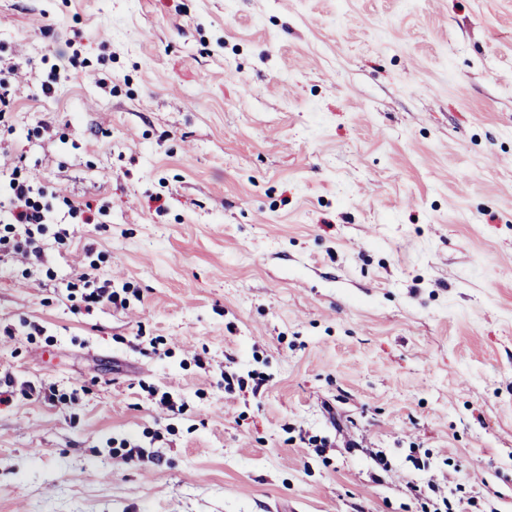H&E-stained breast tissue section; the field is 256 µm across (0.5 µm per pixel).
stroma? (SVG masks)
<instances>
[{
    "instance_id": "obj_1",
    "label": "stroma",
    "mask_w": 512,
    "mask_h": 512,
    "mask_svg": "<svg viewBox=\"0 0 512 512\" xmlns=\"http://www.w3.org/2000/svg\"><path fill=\"white\" fill-rule=\"evenodd\" d=\"M0 62V512H512V0H0ZM8 180L9 205L5 219L0 220L3 224H22L25 226L26 238L24 242L17 244L14 248L16 253L28 256L33 255L40 258L42 247L35 241L34 233L29 226L46 224V213L48 208L42 205L40 199L47 197L48 193L44 187L35 188L30 176L18 172L17 167L13 168ZM84 301L92 305L112 304L124 307L127 304V299L121 298L117 291L112 290V286L108 282L85 294Z\"/></svg>"
}]
</instances>
